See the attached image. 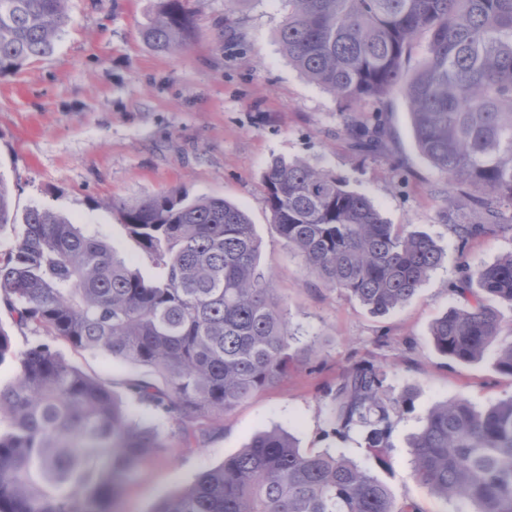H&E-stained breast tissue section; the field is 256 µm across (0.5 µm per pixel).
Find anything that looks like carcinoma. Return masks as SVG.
Here are the masks:
<instances>
[{
	"mask_svg": "<svg viewBox=\"0 0 512 512\" xmlns=\"http://www.w3.org/2000/svg\"><path fill=\"white\" fill-rule=\"evenodd\" d=\"M68 0H0V76L49 56L70 22ZM189 0H152L141 37L152 49H185ZM278 37L311 81L353 105L344 132L361 152L383 147L385 99L413 107L420 151L465 199L470 219L448 225L460 245L512 234V0H283ZM424 54L409 64L420 41ZM372 104L374 111L362 109ZM267 204L288 249L323 286L384 315L408 301L444 260L429 236L388 224L371 200L306 161H271ZM129 236L159 269L144 278L106 241L33 206L0 253V300L21 329L42 339L21 352L0 329V362L16 361L0 387V512H111L141 464L168 448L135 421L112 387L67 363L51 341L152 369L127 391L184 437L200 417H222L278 384L291 367L288 322L274 279L258 268L260 242L247 213L222 197L160 193L123 205ZM0 177V229L16 225ZM458 292L472 301L437 319L435 350L459 362L498 345L512 376V330L484 296L512 304V252L469 268ZM386 370L343 372L331 395L327 437L357 432L387 447L408 392L386 397ZM413 477L475 512H512V396L484 411L465 400L430 409L411 442ZM154 512H420L330 450L308 453L278 430L162 500Z\"/></svg>",
	"mask_w": 512,
	"mask_h": 512,
	"instance_id": "carcinoma-1",
	"label": "carcinoma"
}]
</instances>
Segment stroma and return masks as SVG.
<instances>
[{
  "mask_svg": "<svg viewBox=\"0 0 512 512\" xmlns=\"http://www.w3.org/2000/svg\"><path fill=\"white\" fill-rule=\"evenodd\" d=\"M151 0H69L71 24L53 54L0 77V177L17 213L49 208L108 241L148 279L157 274L127 233L120 205L162 192L216 196L247 212L261 242L259 267L271 274L293 335L296 360L275 387L241 401L223 418L199 421L191 438L165 425L169 451L148 458L117 504L154 512L170 493L279 429L307 451L330 449L369 471L397 507L474 512L431 494L412 476L410 442L426 412L466 399L479 408L512 395V377L495 369L496 346L480 361L456 364L430 340L434 320L467 300L455 288L463 265L512 252V236L481 235L459 246L448 232L461 219L459 196L421 153L411 106L391 94L383 121L386 148L356 152L341 131L345 104L289 63L277 39L282 0H191L187 47L159 53L139 31ZM276 158L304 160L346 180L391 224L432 237L445 260L416 294L384 316L324 287L289 253L266 202L263 175ZM55 349L117 395L147 368L56 341ZM372 363L391 394L412 390L385 454L362 434L324 437L329 388L342 372Z\"/></svg>",
  "mask_w": 512,
  "mask_h": 512,
  "instance_id": "stroma-1",
  "label": "stroma"
}]
</instances>
